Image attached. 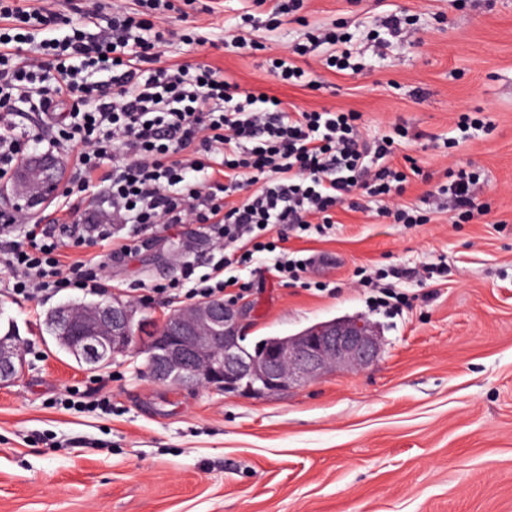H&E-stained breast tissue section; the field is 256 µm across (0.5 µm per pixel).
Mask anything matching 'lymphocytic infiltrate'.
Masks as SVG:
<instances>
[{
	"label": "lymphocytic infiltrate",
	"mask_w": 512,
	"mask_h": 512,
	"mask_svg": "<svg viewBox=\"0 0 512 512\" xmlns=\"http://www.w3.org/2000/svg\"><path fill=\"white\" fill-rule=\"evenodd\" d=\"M68 5L80 20L58 37L63 15L52 0H0V178L15 171L28 144L42 140L17 134L19 104L56 116L51 144L72 156L65 204L71 223L0 211V235L23 229L0 252L16 297L109 290L111 265L148 246L158 229L203 224L210 259L180 260L174 278L147 291L172 304L235 303L251 289L241 273L253 264L267 265L285 285L311 268L312 258L271 241L273 229L327 234L337 207L358 195L376 202V218L430 222L427 209L401 201L420 172L392 162L401 130L368 139L360 113L306 111L243 90L204 62L159 65L173 37L164 24L172 0H141L135 12L107 11L105 0ZM342 41L329 30L287 50L272 47L270 69L284 83H308L298 59L322 44L337 48L328 67L351 69ZM93 196L104 209L91 224L81 204ZM411 275L380 268L361 273L357 285L373 310L398 311L417 298L400 286Z\"/></svg>",
	"instance_id": "lymphocytic-infiltrate-1"
}]
</instances>
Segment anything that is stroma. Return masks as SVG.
I'll return each instance as SVG.
<instances>
[{
  "mask_svg": "<svg viewBox=\"0 0 512 512\" xmlns=\"http://www.w3.org/2000/svg\"><path fill=\"white\" fill-rule=\"evenodd\" d=\"M211 12L172 11L170 28L204 37L166 48L161 63L222 67L241 88L300 108L361 113L372 136L408 128L399 154L421 169L404 199L435 212L416 227L336 210L323 237L289 235L288 249L314 257L312 279L335 292L280 284L257 266L239 305L247 341L284 336L337 316L361 315L384 339L378 360L333 371L271 398L153 381L132 352L91 369L55 345L50 310L95 303L77 290L14 298L0 270V324L34 344L23 369L0 386V512H512V0H307L305 24L252 37L292 45L304 27H344L359 72L310 61L313 86L281 82L267 54L226 44L244 0H209ZM402 12L407 43L378 55L367 33ZM485 129L461 131V114ZM476 174L473 218L456 222L437 195L446 170ZM201 224L158 232L111 268L110 296L175 277L179 257L207 260ZM447 263L430 303L402 314L369 309L351 287L360 268ZM79 387L83 406L56 399ZM112 408L98 409L102 389Z\"/></svg>",
  "mask_w": 512,
  "mask_h": 512,
  "instance_id": "35a3bbf8",
  "label": "stroma"
}]
</instances>
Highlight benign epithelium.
<instances>
[{"label":"benign epithelium","instance_id":"1","mask_svg":"<svg viewBox=\"0 0 512 512\" xmlns=\"http://www.w3.org/2000/svg\"><path fill=\"white\" fill-rule=\"evenodd\" d=\"M50 155L32 156L15 174L10 190L0 188V203L22 196L34 207L51 198L58 183L49 171ZM242 309L204 301L180 309L171 329L149 332L140 306L114 298L97 312L72 317L62 309L53 320L58 339L85 360L112 359L146 344L158 350L149 372L160 383L214 387L242 397L275 395L307 384L333 369L356 370L375 362L382 347L377 325L363 316L315 323L290 336H274L263 348L245 354L239 343ZM22 352L12 336L0 337V385L17 378ZM247 384H242V381Z\"/></svg>","mask_w":512,"mask_h":512}]
</instances>
